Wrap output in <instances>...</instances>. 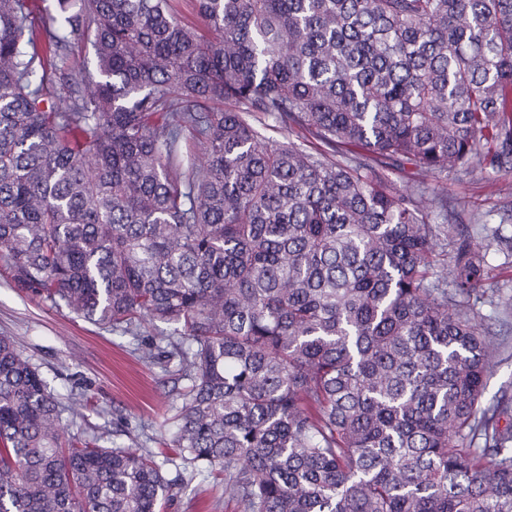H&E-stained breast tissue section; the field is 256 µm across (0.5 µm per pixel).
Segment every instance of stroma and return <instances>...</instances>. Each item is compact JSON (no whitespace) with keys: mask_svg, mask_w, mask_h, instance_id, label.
<instances>
[{"mask_svg":"<svg viewBox=\"0 0 512 512\" xmlns=\"http://www.w3.org/2000/svg\"><path fill=\"white\" fill-rule=\"evenodd\" d=\"M426 182L446 188L449 212L479 214V222L468 226L472 237L495 230L512 236V169L482 166ZM497 298H512V253L493 249L470 302L495 331L500 328ZM165 330V324L146 321L138 338L121 335L26 296L0 268V335L12 337L54 387L64 406V436H94L101 447L132 446L164 460L170 485L162 512H239L225 498L223 480L198 475L184 484L177 479L172 463L177 452L168 441L186 382L142 356L143 346L158 342Z\"/></svg>","mask_w":512,"mask_h":512,"instance_id":"stroma-1","label":"stroma"}]
</instances>
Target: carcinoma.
I'll return each instance as SVG.
<instances>
[{
	"mask_svg": "<svg viewBox=\"0 0 512 512\" xmlns=\"http://www.w3.org/2000/svg\"><path fill=\"white\" fill-rule=\"evenodd\" d=\"M0 0V260L189 381L171 447L241 512H512L504 345L418 175L512 168V0ZM92 39L93 67L65 52ZM285 134L267 136L270 124ZM453 288H448V284ZM0 336V512H159L164 463L61 439ZM512 397V357L499 362L488 380L484 401L494 396Z\"/></svg>",
	"mask_w": 512,
	"mask_h": 512,
	"instance_id": "carcinoma-1",
	"label": "carcinoma"
}]
</instances>
